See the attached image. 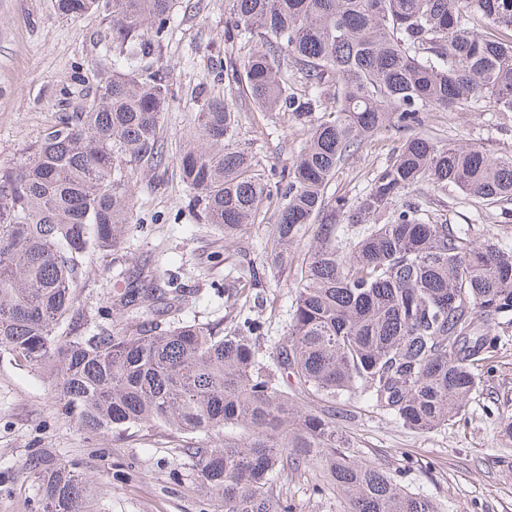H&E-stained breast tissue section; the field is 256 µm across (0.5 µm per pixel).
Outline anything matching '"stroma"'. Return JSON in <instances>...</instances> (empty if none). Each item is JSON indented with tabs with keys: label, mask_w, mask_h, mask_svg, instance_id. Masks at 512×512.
Listing matches in <instances>:
<instances>
[{
	"label": "stroma",
	"mask_w": 512,
	"mask_h": 512,
	"mask_svg": "<svg viewBox=\"0 0 512 512\" xmlns=\"http://www.w3.org/2000/svg\"><path fill=\"white\" fill-rule=\"evenodd\" d=\"M232 0H178L168 34L155 55L168 76L172 102L160 135L168 161L141 169L131 180L133 208L121 249L87 258L76 288V307L89 323H102L127 278L139 269L157 281L176 279L195 298L188 317L230 327L224 300L226 268L247 263L264 298L263 327L256 340L271 352L288 334L294 298V258L309 238L292 248L291 260L272 266L271 228L282 206L271 196L258 221L225 244L217 230L186 207L179 160L203 100L223 95L239 114L240 140L266 180L276 182L293 163L304 137L286 115L260 112L232 75L233 59L251 49L224 30ZM106 23L88 13L78 18L56 12L54 0H0V164L15 161L50 127L57 113L76 108L97 84L105 65ZM427 128L441 141H474L492 152L512 146V120L502 124L469 109L433 110ZM397 135H375L336 172L330 190L358 195L373 171L398 146ZM440 217L452 224L481 218L483 235L512 244V203L476 211L456 192L431 195ZM488 386L468 402L463 420L427 433L402 427L369 404H336V424L349 435L358 459L381 464L405 489L438 504L441 512H512V335L493 359ZM177 435L162 427L123 436L93 434L57 411L52 375L0 347V512H37L38 480L30 458L43 455L72 465L86 478L99 512H203L195 493L197 473L180 453ZM293 512H340L341 497L323 491L315 468L288 471L281 478Z\"/></svg>",
	"instance_id": "1"
}]
</instances>
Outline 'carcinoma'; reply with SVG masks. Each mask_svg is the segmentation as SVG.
I'll list each match as a JSON object with an SVG mask.
<instances>
[{"label":"carcinoma","mask_w":512,"mask_h":512,"mask_svg":"<svg viewBox=\"0 0 512 512\" xmlns=\"http://www.w3.org/2000/svg\"><path fill=\"white\" fill-rule=\"evenodd\" d=\"M66 16L106 21L110 66L79 112L0 167V344L52 366L61 415L91 432L163 426L188 439L200 491L219 512H292L280 476L321 469L342 512H438L382 465L356 458L315 398L367 402L413 431L457 419L494 372L512 329V245L433 216L429 191L512 202V150L442 143L428 112L483 103L512 114V0H233V30L254 49L231 63L263 112L306 138L286 174L272 229L286 256L306 232L288 335L268 366L259 322L177 318L189 299L151 274L119 295L126 315L86 331L76 284L89 255L124 242L132 173L167 160L171 96L149 69L174 0H55ZM307 90L288 92V73ZM180 158L188 206L234 241L271 196L254 157L234 145L237 116L208 98ZM403 135L361 195L329 193L339 166L379 132ZM358 233L346 239L345 228ZM234 306L255 274L229 273ZM174 315L163 328L149 316ZM224 433L216 447L207 437ZM42 512H94L73 467L32 458Z\"/></svg>","instance_id":"cac0c4a2"}]
</instances>
